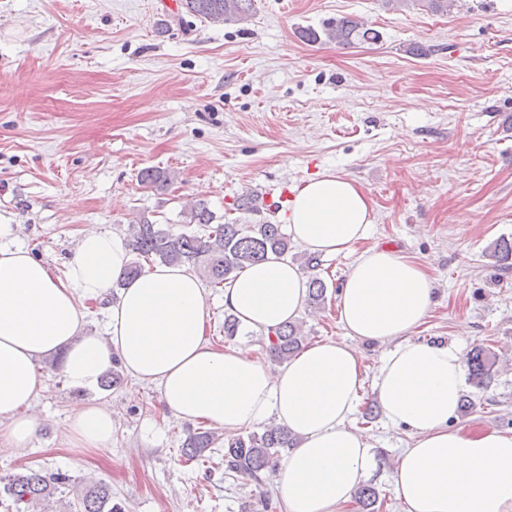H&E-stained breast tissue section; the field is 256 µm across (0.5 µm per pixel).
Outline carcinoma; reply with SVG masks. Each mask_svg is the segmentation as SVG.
<instances>
[{
    "instance_id": "cac0c4a2",
    "label": "carcinoma",
    "mask_w": 512,
    "mask_h": 512,
    "mask_svg": "<svg viewBox=\"0 0 512 512\" xmlns=\"http://www.w3.org/2000/svg\"><path fill=\"white\" fill-rule=\"evenodd\" d=\"M182 7L186 13L210 22H243L251 16L254 0H182ZM302 38L312 43L324 39L345 47L377 43L380 33L354 19L342 18L321 33L307 29ZM175 179V172L169 170L147 168L140 174L141 183L158 190L167 189ZM232 209L258 215L266 205L262 198L252 194L237 198ZM183 217L184 223L197 225V230L174 234L145 214L127 225L126 241L134 260L116 286L138 277L143 272V263L157 260L166 265H188L205 277L211 287H222L243 269L274 254L291 257L307 274L309 306L319 308L325 304L328 286L319 275L322 259L306 252H292L291 239L281 225L246 219L217 223L213 212L198 200L184 207ZM485 256L493 269H511L512 241L503 238L495 242ZM306 344L307 336L296 322L283 325L273 339L264 342L270 359L279 364ZM464 363L469 380L479 390L487 388L497 373V354L483 344L474 345L465 354ZM297 443V438L284 427L267 426L260 433L227 437L199 428L188 434L181 452L189 460H198L208 450L221 446L225 473L238 474L259 485L263 475L273 470ZM70 493L77 497L79 512H122L120 505L112 503L110 488L101 482L81 490L71 485L69 476L61 471L45 473L32 468L0 478V503L6 505L7 512H46L55 500ZM355 500L362 512H380L383 507L380 492L371 483L358 486Z\"/></svg>"
}]
</instances>
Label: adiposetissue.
I'll use <instances>...</instances> for the list:
<instances>
[{
  "mask_svg": "<svg viewBox=\"0 0 512 512\" xmlns=\"http://www.w3.org/2000/svg\"><path fill=\"white\" fill-rule=\"evenodd\" d=\"M286 220L294 242L325 258L368 238L372 208L361 186L324 172L295 188ZM13 239V225L0 224V425L9 447H27L40 426L32 407L44 386L39 359L61 355L66 380L86 389L117 360L136 382L157 385L175 418L228 434L270 418L297 435L274 475L284 512H351L374 448L351 422L363 385L359 346L379 342L389 346L376 378L380 409L410 433L393 473L405 512H512V431L455 425L462 353L410 340L430 314L432 279L394 247L362 249L350 266L337 293L345 339L309 344L273 369L249 347L206 340L204 290L186 267L153 266L114 296L131 261L124 237L82 232L61 272ZM307 298L304 273L275 256L224 286L225 309L243 330L265 335L298 318ZM102 299L106 333L85 334L86 304ZM113 430L101 400L79 405L67 421L79 452L109 446Z\"/></svg>",
  "mask_w": 512,
  "mask_h": 512,
  "instance_id": "1",
  "label": "adipose tissue"
}]
</instances>
